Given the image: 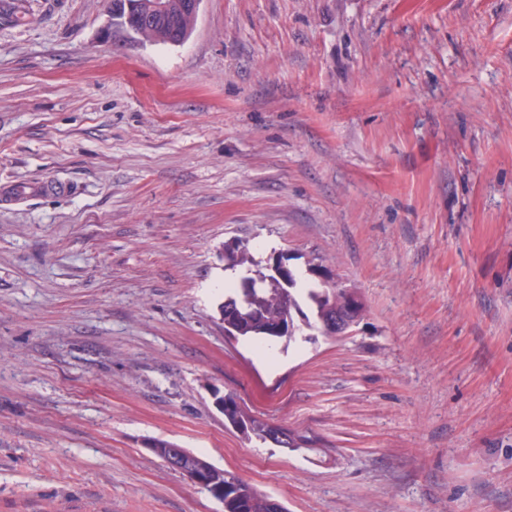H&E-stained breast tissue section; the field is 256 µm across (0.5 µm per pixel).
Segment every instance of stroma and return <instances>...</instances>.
<instances>
[{"instance_id": "1", "label": "stroma", "mask_w": 512, "mask_h": 512, "mask_svg": "<svg viewBox=\"0 0 512 512\" xmlns=\"http://www.w3.org/2000/svg\"><path fill=\"white\" fill-rule=\"evenodd\" d=\"M108 0H0V512H512V0H202L180 45ZM324 258L340 341L225 336L224 245ZM309 437L224 425L212 388ZM112 12L113 19L121 20L117 22L118 25L126 26L127 23L125 21L126 17V8L124 0H112L110 10L108 11V19L106 23L101 28L100 31V39L103 44H111L112 42V33L115 32V27L113 26L112 21ZM157 441L163 446L158 448V452L156 453V445ZM149 439L145 443V448L153 455L156 453V457L159 459H163L164 452L167 448V454L165 457L164 463L173 471L178 472L185 476L188 480H190L193 484L199 485L204 484L210 480L209 476L212 468L205 463H196V457H200L204 461L206 458L195 453L194 451L187 448H180L176 443L172 444L168 440L165 439ZM171 447V448H170ZM217 473L214 485H223L224 512H286L284 506L270 494L264 493L232 471Z\"/></svg>"}]
</instances>
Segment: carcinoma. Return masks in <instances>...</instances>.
Segmentation results:
<instances>
[{
    "label": "carcinoma",
    "instance_id": "carcinoma-1",
    "mask_svg": "<svg viewBox=\"0 0 512 512\" xmlns=\"http://www.w3.org/2000/svg\"><path fill=\"white\" fill-rule=\"evenodd\" d=\"M170 15L174 22H160L155 33L137 36L136 31L129 32L133 39L140 43L172 44L183 43L192 33L196 21L181 17V0H168ZM224 259L229 261L231 268L254 266L256 262L248 248L242 242L228 244L224 247ZM275 280L271 272L255 270L250 277L252 288L248 292L241 290L235 295L224 299L221 306L224 332L234 338H245L253 341L278 339L275 333L280 324L294 323V316L303 317L306 325L325 334L324 327L335 320L341 323L334 338L339 339L359 323L366 312V306L357 309L348 307V299L358 293L356 288H348L337 281L314 282L306 288L302 297L294 293L296 278L288 273V280ZM224 400L225 422H242L241 435L246 439L253 438L267 441L271 423L245 412L234 395L218 394ZM215 484L224 486V512H286L280 503H273V496L264 493L239 475L226 470L215 475Z\"/></svg>",
    "mask_w": 512,
    "mask_h": 512
}]
</instances>
